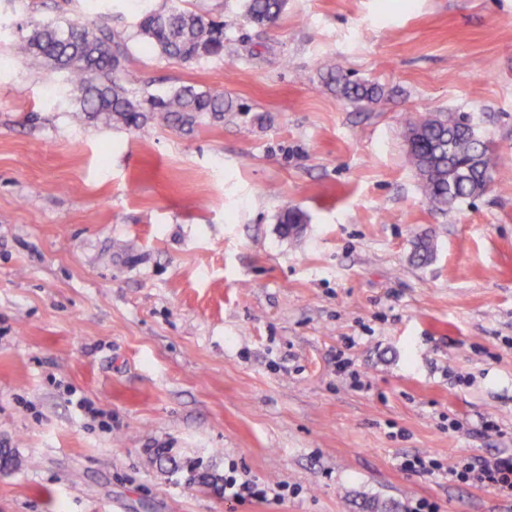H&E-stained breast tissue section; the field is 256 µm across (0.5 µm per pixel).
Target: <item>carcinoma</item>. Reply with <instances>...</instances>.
<instances>
[{
    "instance_id": "obj_1",
    "label": "carcinoma",
    "mask_w": 512,
    "mask_h": 512,
    "mask_svg": "<svg viewBox=\"0 0 512 512\" xmlns=\"http://www.w3.org/2000/svg\"><path fill=\"white\" fill-rule=\"evenodd\" d=\"M184 2L168 0L165 9L143 13L134 36L160 55L184 63L223 56L224 21L188 10ZM284 6L285 0H245V16L257 25L274 22ZM129 40L95 21L62 25L37 20L14 43V52L63 74L77 120L102 118L135 127L150 120L159 127L191 128L203 117L222 119L232 109L222 92L182 85L156 96L132 87L125 70ZM327 83L343 100L364 109L382 97L378 84L353 82L333 69L327 71ZM407 130L417 134L409 156L435 210L446 213L478 196L473 184L459 178L464 169L478 165L486 175L496 176L497 157L491 149H479L469 120L420 113L408 120ZM304 221V213L296 207L285 208L280 216L286 234Z\"/></svg>"
}]
</instances>
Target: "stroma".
<instances>
[{"mask_svg":"<svg viewBox=\"0 0 512 512\" xmlns=\"http://www.w3.org/2000/svg\"><path fill=\"white\" fill-rule=\"evenodd\" d=\"M164 5L0 0V446L22 461L0 512H512L397 467L512 455V0H286L263 27L188 0L224 21L198 64L133 38ZM35 19L104 22L132 37L134 87L239 109L189 132L76 122L62 74L13 51ZM330 65L382 101L340 99ZM415 111L494 142L489 190L428 205ZM230 474L289 494L216 493ZM400 468L403 471L427 476L440 473L442 470L444 471L442 464L437 459L425 455H415L411 458H405L400 463Z\"/></svg>","mask_w":512,"mask_h":512,"instance_id":"35a3bbf8","label":"stroma"}]
</instances>
